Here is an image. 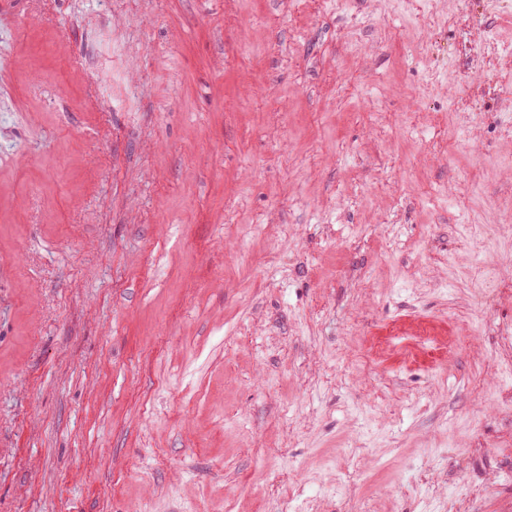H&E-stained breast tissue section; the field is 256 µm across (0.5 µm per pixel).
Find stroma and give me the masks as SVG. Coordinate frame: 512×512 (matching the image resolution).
I'll use <instances>...</instances> for the list:
<instances>
[{
	"label": "stroma",
	"instance_id": "obj_1",
	"mask_svg": "<svg viewBox=\"0 0 512 512\" xmlns=\"http://www.w3.org/2000/svg\"><path fill=\"white\" fill-rule=\"evenodd\" d=\"M83 8L0 0V512H512V0Z\"/></svg>",
	"mask_w": 512,
	"mask_h": 512
}]
</instances>
